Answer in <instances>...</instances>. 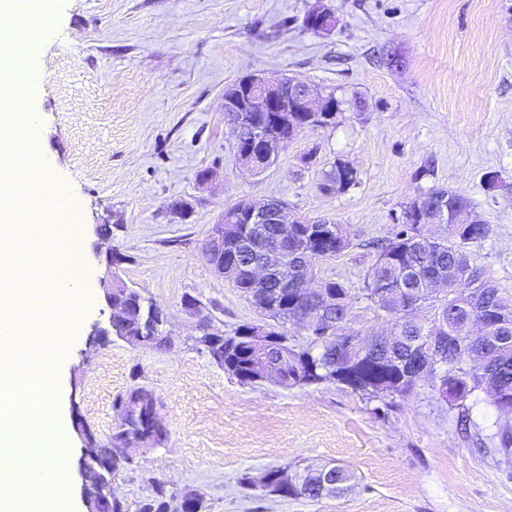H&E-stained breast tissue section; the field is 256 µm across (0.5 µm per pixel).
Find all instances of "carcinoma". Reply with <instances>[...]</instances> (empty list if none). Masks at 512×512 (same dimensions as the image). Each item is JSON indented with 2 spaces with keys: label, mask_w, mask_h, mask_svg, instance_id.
<instances>
[{
  "label": "carcinoma",
  "mask_w": 512,
  "mask_h": 512,
  "mask_svg": "<svg viewBox=\"0 0 512 512\" xmlns=\"http://www.w3.org/2000/svg\"><path fill=\"white\" fill-rule=\"evenodd\" d=\"M308 117L307 113L293 116L286 112L284 123L270 125V131L290 141L298 133L297 126ZM354 180L352 169L336 164L326 176L324 188L342 191ZM445 195L447 209L428 212L442 221L444 235H427L426 222L395 224L388 238L372 243L374 261L364 275L363 298L366 308L385 323L391 342L382 340L373 345L358 361L357 376L336 383L345 384L353 393L360 392L362 397H404L420 387L411 370L434 365L447 384L443 401L450 407L463 410L466 401L484 393L499 413L511 416L512 295L502 292L471 255V248L489 237L490 225L448 223L449 216L472 211L470 200L445 188L430 189L418 198ZM321 225L330 227L333 236L320 242L305 237L307 224L258 225L259 235L281 238L290 253L302 246L310 249L309 264L321 292L304 296L290 288L285 301L270 294L273 283L265 291L253 292L248 279L240 276L232 281L260 314L280 327L278 331L269 330V334L284 339L251 356L245 355L244 341L235 335L209 347L212 358L240 383L255 384L257 375L269 371L278 373L290 387L317 384L333 380L334 373L349 361L350 345L360 336L354 328L358 297L344 282L322 276L317 261L352 248L353 238L341 224L323 221ZM405 289L419 297L422 314L413 315L405 309ZM323 293L335 303L321 311ZM313 313L326 320L328 333L307 334L303 346L289 342L281 328L303 331L305 326L294 317ZM159 326V313L150 304L141 311L133 335L149 336L159 344ZM152 407L148 393L141 389L129 393L123 402V429L115 437L114 458L127 459L126 447L146 437L154 441L163 438L162 428L150 417ZM302 478L303 497L318 500L343 493L354 480V473L336 464L324 475L306 470Z\"/></svg>",
  "instance_id": "1"
}]
</instances>
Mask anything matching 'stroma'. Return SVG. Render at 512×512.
Wrapping results in <instances>:
<instances>
[{
	"label": "stroma",
	"mask_w": 512,
	"mask_h": 512,
	"mask_svg": "<svg viewBox=\"0 0 512 512\" xmlns=\"http://www.w3.org/2000/svg\"><path fill=\"white\" fill-rule=\"evenodd\" d=\"M316 1L61 0L31 37L38 149L78 209L88 271L89 307L58 365L72 512H87L82 457L113 443L136 388L165 437L132 445L113 474L126 512L187 492L203 512H512V461L489 452L505 419L489 398L464 432L428 388L380 409L333 383L243 385L198 341L203 315L227 336L264 322L203 251L225 208L247 198L347 227L354 247L318 267L358 288L367 243L388 236L393 212L435 187L460 192L491 227L476 264L512 294V0H320L337 19L327 35L302 26ZM385 52L399 66L382 64ZM252 73L343 101L335 125L302 131L259 175L224 123L225 85ZM339 162L354 184L324 190ZM113 272L163 312L165 345L97 336ZM310 462L348 466L357 483L316 501L259 485L269 468Z\"/></svg>",
	"instance_id": "stroma-1"
}]
</instances>
